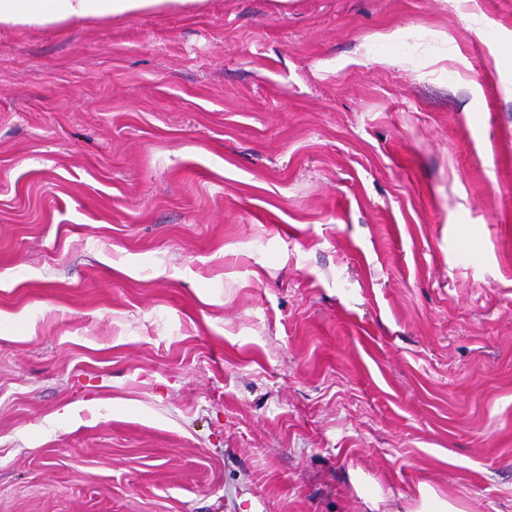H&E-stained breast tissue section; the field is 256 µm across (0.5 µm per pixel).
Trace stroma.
Wrapping results in <instances>:
<instances>
[{"label": "stroma", "instance_id": "obj_1", "mask_svg": "<svg viewBox=\"0 0 512 512\" xmlns=\"http://www.w3.org/2000/svg\"><path fill=\"white\" fill-rule=\"evenodd\" d=\"M424 485L512 512V0L0 27V512Z\"/></svg>", "mask_w": 512, "mask_h": 512}]
</instances>
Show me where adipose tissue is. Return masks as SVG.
Segmentation results:
<instances>
[{
	"label": "adipose tissue",
	"mask_w": 512,
	"mask_h": 512,
	"mask_svg": "<svg viewBox=\"0 0 512 512\" xmlns=\"http://www.w3.org/2000/svg\"><path fill=\"white\" fill-rule=\"evenodd\" d=\"M203 0H0V26L41 28L104 16L189 9Z\"/></svg>",
	"instance_id": "obj_1"
}]
</instances>
